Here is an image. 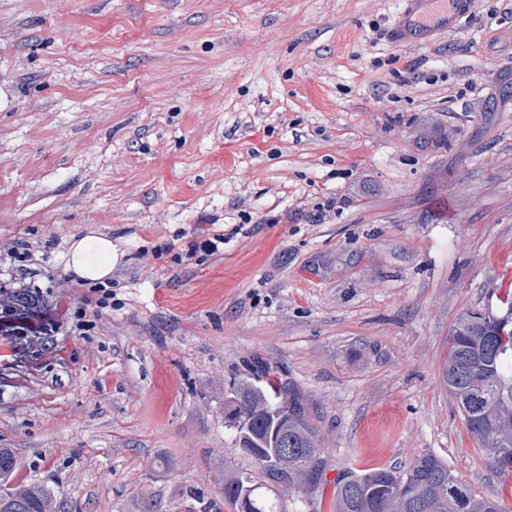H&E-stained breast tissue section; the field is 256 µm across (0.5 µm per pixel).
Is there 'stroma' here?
<instances>
[{
  "label": "stroma",
  "mask_w": 512,
  "mask_h": 512,
  "mask_svg": "<svg viewBox=\"0 0 512 512\" xmlns=\"http://www.w3.org/2000/svg\"><path fill=\"white\" fill-rule=\"evenodd\" d=\"M395 0H0V241L50 250L0 285L60 299L39 368L0 330L10 486L55 512H233L258 466L224 419L259 357L313 408L327 466L284 512H335L349 470L430 452L512 512V472L442 383L454 322L512 285V0L430 44ZM219 252L158 253L182 233ZM111 237L112 300L63 287ZM208 233L202 228H195L192 233L189 235H183L181 239L191 237V240L185 241L184 248L181 249V253H178L179 262H183L184 260H192L199 250H204L205 252H209L210 254H214L219 251L218 243L224 244V238L220 237V235H215L213 238L205 239L201 242L198 241L200 237H203ZM119 255L112 239L101 235L72 238L66 268L82 280H103L112 275Z\"/></svg>",
  "instance_id": "1"
}]
</instances>
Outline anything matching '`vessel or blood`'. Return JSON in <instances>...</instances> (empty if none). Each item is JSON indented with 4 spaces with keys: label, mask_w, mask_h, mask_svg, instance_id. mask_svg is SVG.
<instances>
[{
    "label": "vessel or blood",
    "mask_w": 512,
    "mask_h": 512,
    "mask_svg": "<svg viewBox=\"0 0 512 512\" xmlns=\"http://www.w3.org/2000/svg\"><path fill=\"white\" fill-rule=\"evenodd\" d=\"M473 12V0H401L394 40L424 44L434 35L459 30Z\"/></svg>",
    "instance_id": "obj_1"
}]
</instances>
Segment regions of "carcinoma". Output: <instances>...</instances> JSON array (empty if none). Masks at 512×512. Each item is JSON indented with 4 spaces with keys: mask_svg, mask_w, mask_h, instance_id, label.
Returning <instances> with one entry per match:
<instances>
[{
    "mask_svg": "<svg viewBox=\"0 0 512 512\" xmlns=\"http://www.w3.org/2000/svg\"><path fill=\"white\" fill-rule=\"evenodd\" d=\"M500 310L466 311L455 321L442 381L456 402L471 437L496 460L512 455V291ZM236 431L238 450L260 470L224 476V502L235 512H282L269 496L277 487L314 490L325 460L319 429L310 409L293 392L285 373L259 362L252 376L233 384L224 404ZM15 461L0 448V481L13 475ZM458 484L448 465L431 453L416 456L405 468L348 471L336 483V512H502L499 498L480 497L466 484L464 494L448 493ZM0 512H51L48 494L38 488H6Z\"/></svg>",
    "mask_w": 512,
    "mask_h": 512,
    "instance_id": "obj_1",
    "label": "carcinoma"
}]
</instances>
